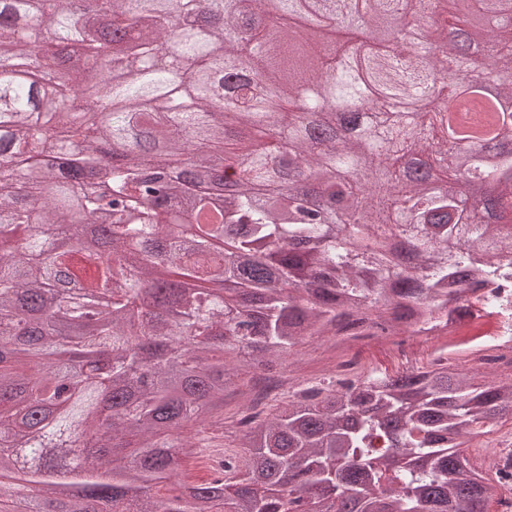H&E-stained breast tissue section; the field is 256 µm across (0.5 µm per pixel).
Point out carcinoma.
Returning <instances> with one entry per match:
<instances>
[{"label": "carcinoma", "instance_id": "1", "mask_svg": "<svg viewBox=\"0 0 512 512\" xmlns=\"http://www.w3.org/2000/svg\"><path fill=\"white\" fill-rule=\"evenodd\" d=\"M408 16L402 50L327 31ZM0 0V512H489L470 462L512 378L446 357L330 379L189 459L248 370L308 336L466 315L512 281V130L448 144L455 77L512 0ZM192 19L176 46L173 20ZM293 22L266 40L272 18ZM42 62L85 56L33 100ZM112 57L104 80L96 55ZM250 74L224 83V64ZM112 102L101 118L81 90ZM250 134L226 146L230 130ZM471 195L467 209L460 198Z\"/></svg>", "mask_w": 512, "mask_h": 512}]
</instances>
